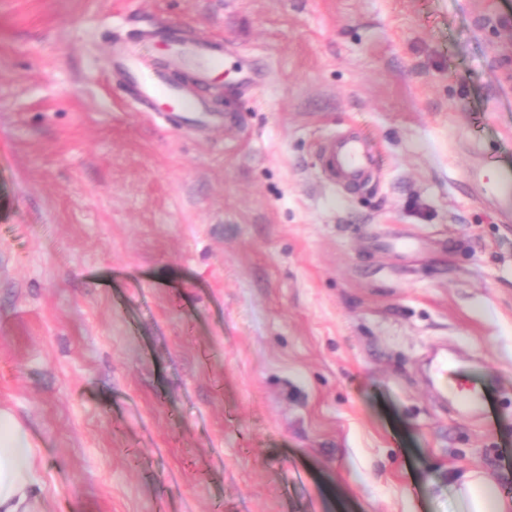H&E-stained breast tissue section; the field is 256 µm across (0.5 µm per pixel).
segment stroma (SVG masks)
<instances>
[{
  "instance_id": "obj_1",
  "label": "stroma",
  "mask_w": 512,
  "mask_h": 512,
  "mask_svg": "<svg viewBox=\"0 0 512 512\" xmlns=\"http://www.w3.org/2000/svg\"><path fill=\"white\" fill-rule=\"evenodd\" d=\"M177 27L261 85L141 111L112 45L152 65ZM348 130L356 191L317 160ZM506 170L512 0H0V408L43 512H458L474 469L511 497ZM325 180L345 190H356L372 178L377 154L362 136L336 135L325 141L318 153ZM488 192L499 203L502 210L508 212L512 206V174L502 172L494 179H489Z\"/></svg>"
}]
</instances>
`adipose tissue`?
<instances>
[{
    "mask_svg": "<svg viewBox=\"0 0 512 512\" xmlns=\"http://www.w3.org/2000/svg\"><path fill=\"white\" fill-rule=\"evenodd\" d=\"M40 486L28 431L11 413L0 410V512H42ZM457 498L462 512H512V498L496 494L475 471L458 479Z\"/></svg>",
    "mask_w": 512,
    "mask_h": 512,
    "instance_id": "ef3b65f1",
    "label": "adipose tissue"
}]
</instances>
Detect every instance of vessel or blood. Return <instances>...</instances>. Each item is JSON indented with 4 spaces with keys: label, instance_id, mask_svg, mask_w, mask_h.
Instances as JSON below:
<instances>
[{
    "label": "vessel or blood",
    "instance_id": "1",
    "mask_svg": "<svg viewBox=\"0 0 512 512\" xmlns=\"http://www.w3.org/2000/svg\"><path fill=\"white\" fill-rule=\"evenodd\" d=\"M112 59L128 81L136 86L135 99L146 112L164 106L168 111L184 114L186 123H194L196 114L209 111V104L185 88L173 84L169 66L194 65L200 77L221 72L225 64L224 45L215 40L185 41L173 37L169 46L168 66L143 71L142 65L126 47L115 45ZM325 180L345 190L360 188L372 178L377 168V154L370 141L351 135H334L325 141L318 153ZM488 191L502 210L512 209V174H498L488 182Z\"/></svg>",
    "mask_w": 512,
    "mask_h": 512
}]
</instances>
